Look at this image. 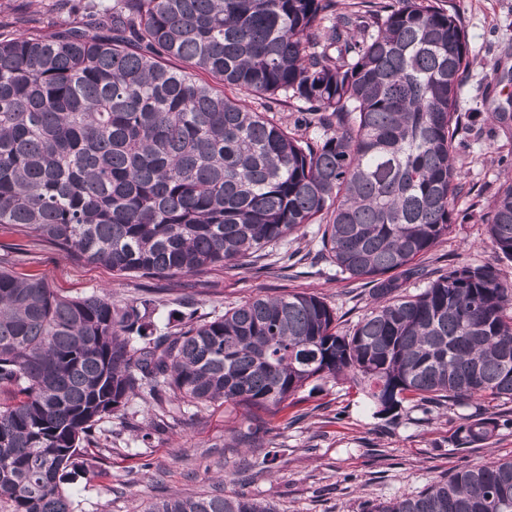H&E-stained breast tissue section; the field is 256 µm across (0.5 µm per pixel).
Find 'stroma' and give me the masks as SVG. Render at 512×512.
I'll list each match as a JSON object with an SVG mask.
<instances>
[{
  "instance_id": "1",
  "label": "stroma",
  "mask_w": 512,
  "mask_h": 512,
  "mask_svg": "<svg viewBox=\"0 0 512 512\" xmlns=\"http://www.w3.org/2000/svg\"><path fill=\"white\" fill-rule=\"evenodd\" d=\"M473 65L465 73L460 109L469 111L490 89L495 101L512 95L500 76L512 70V0H456ZM463 175L471 188L459 211L474 201L488 202L504 179L499 154L485 140L457 145ZM294 255L287 266L285 255ZM23 270L41 273L50 288L71 297L99 291L124 302L152 289L161 311L194 312L197 318L223 314L257 296L308 292L323 297L349 330L371 306L362 281L342 275L320 251L317 225L270 246L242 267L217 266L174 280H151L117 273L68 257L43 243L9 254ZM494 261L484 224L461 221L417 262L422 276L404 283L408 294L448 268ZM132 424L112 422L111 456L98 463L104 476L78 478L73 489L81 512H145L151 502L174 494L189 496L223 485L226 492L270 502L277 512H363L367 502H389L417 495L435 481L474 464L512 458V428L498 429L483 442L458 445L463 419L512 418V399L477 400L427 413L404 404L393 420L378 419L349 383L329 380L306 386L278 415L244 405L182 407L175 421L159 428L150 443L137 429L147 410L131 404ZM263 427L264 448L236 442L246 425ZM279 458L265 473L255 471L265 448Z\"/></svg>"
}]
</instances>
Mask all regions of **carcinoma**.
Listing matches in <instances>:
<instances>
[{
	"label": "carcinoma",
	"mask_w": 512,
	"mask_h": 512,
	"mask_svg": "<svg viewBox=\"0 0 512 512\" xmlns=\"http://www.w3.org/2000/svg\"><path fill=\"white\" fill-rule=\"evenodd\" d=\"M52 34L0 21V230L148 279L237 264L319 225L320 251L370 285L350 330L313 293L255 297L209 321L145 292L56 294L0 267V512H76L86 445L137 398L280 409L345 378L375 415L512 399V289L491 264L402 293L468 194L455 141L512 145V100L458 111L471 65L455 0H87ZM286 101L285 124L268 116ZM512 261V176L487 208ZM469 421L459 442L486 441ZM145 512H276L217 487ZM364 512H512V460L471 466Z\"/></svg>",
	"instance_id": "carcinoma-1"
}]
</instances>
